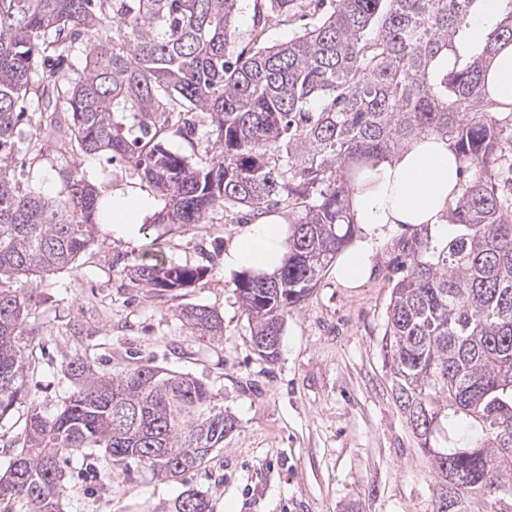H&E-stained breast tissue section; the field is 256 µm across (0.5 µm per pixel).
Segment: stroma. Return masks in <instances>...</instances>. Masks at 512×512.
<instances>
[{"instance_id": "35a3bbf8", "label": "stroma", "mask_w": 512, "mask_h": 512, "mask_svg": "<svg viewBox=\"0 0 512 512\" xmlns=\"http://www.w3.org/2000/svg\"><path fill=\"white\" fill-rule=\"evenodd\" d=\"M63 167L105 191L149 192L123 162L99 154L74 158L47 149L36 189L57 195ZM248 228L239 208L216 210L209 224H157L145 217L136 239L102 224L73 270L44 276L40 302L23 337L27 395L0 421V471L6 470L28 412L53 414L71 391L62 369L73 355L105 360L109 370L142 361L205 383L235 421L224 446L173 480L143 464L105 474L101 461L70 459L65 512H162L189 488L207 491L210 512H432L436 475L395 403L385 328L397 231L377 246L371 277L357 288L325 270L289 312L275 361L260 358L235 291L237 271L224 253ZM166 262L205 265L194 287L156 295L129 271L144 252ZM204 306L223 324L200 335L179 317Z\"/></svg>"}]
</instances>
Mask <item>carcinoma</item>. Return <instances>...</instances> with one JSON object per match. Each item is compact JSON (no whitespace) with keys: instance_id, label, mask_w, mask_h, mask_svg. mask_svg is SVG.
I'll use <instances>...</instances> for the list:
<instances>
[{"instance_id":"carcinoma-1","label":"carcinoma","mask_w":512,"mask_h":512,"mask_svg":"<svg viewBox=\"0 0 512 512\" xmlns=\"http://www.w3.org/2000/svg\"><path fill=\"white\" fill-rule=\"evenodd\" d=\"M240 0H0V420L26 397L20 337L38 303L33 282L71 270L93 242L102 192L62 168L60 195L33 179L41 133L72 156L107 153L138 170L162 203L156 224H205L217 207L257 219L291 207L277 272L242 274L235 291L258 356L274 361L288 311L315 288L355 235L346 203L355 165L422 134L452 140L468 179L449 210L455 234L401 242L385 329L392 391L454 512L476 495L512 490V112H496L484 70L512 41V0L477 53L459 40L478 0H254L253 47L235 50ZM313 16L282 43L267 31ZM84 65L69 69L76 49ZM46 72L39 73V65ZM204 154L170 151L179 137ZM208 266L144 255L131 280L157 294L192 287ZM186 324L219 336V316L187 307ZM73 390L47 417L34 410L0 475V503L62 512L65 461L101 457L106 474L131 461L165 478L201 465L234 421L207 385L150 363L105 372L76 354ZM480 427L472 447L434 448L441 418ZM169 512H208L189 489Z\"/></svg>"}]
</instances>
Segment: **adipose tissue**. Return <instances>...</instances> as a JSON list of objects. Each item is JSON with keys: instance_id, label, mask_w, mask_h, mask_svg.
<instances>
[{"instance_id": "ef3b65f1", "label": "adipose tissue", "mask_w": 512, "mask_h": 512, "mask_svg": "<svg viewBox=\"0 0 512 512\" xmlns=\"http://www.w3.org/2000/svg\"><path fill=\"white\" fill-rule=\"evenodd\" d=\"M493 98L512 106V43L501 42L485 73ZM462 163L452 142L435 134L408 140L399 150L363 163L349 196V208L359 232L338 255L336 280L357 287L373 272L378 243L394 227L427 229L434 243L447 241L448 209L461 188ZM112 206V232L130 240L140 221L153 209L144 195L105 193ZM290 230L270 219L251 225L224 254V265L256 273H273L288 251Z\"/></svg>"}]
</instances>
